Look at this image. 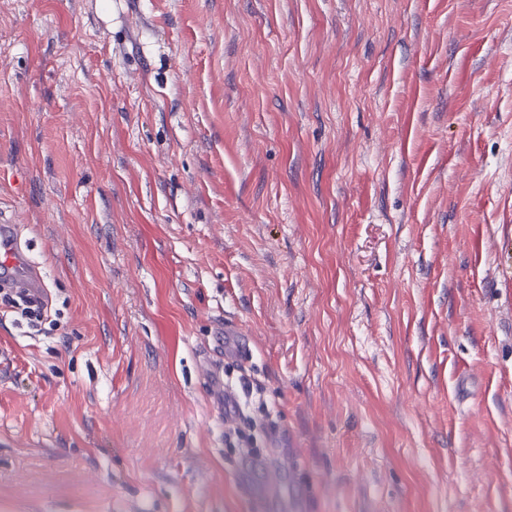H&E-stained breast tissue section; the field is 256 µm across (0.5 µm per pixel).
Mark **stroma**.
Segmentation results:
<instances>
[{
  "label": "stroma",
  "instance_id": "1",
  "mask_svg": "<svg viewBox=\"0 0 512 512\" xmlns=\"http://www.w3.org/2000/svg\"><path fill=\"white\" fill-rule=\"evenodd\" d=\"M0 224V512H512V0H0ZM0 267L11 272L13 283L41 297L46 293L40 266L22 250L13 224L0 225Z\"/></svg>",
  "mask_w": 512,
  "mask_h": 512
}]
</instances>
